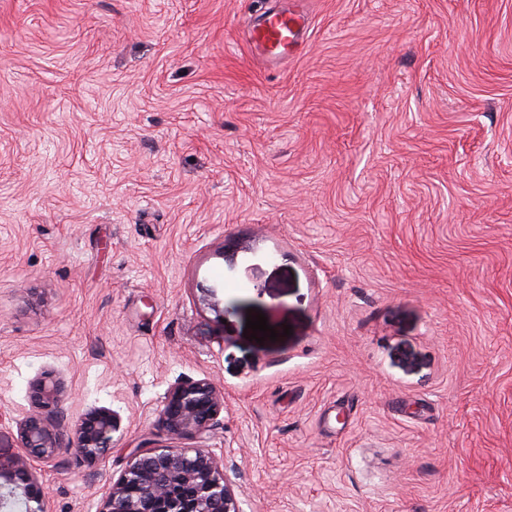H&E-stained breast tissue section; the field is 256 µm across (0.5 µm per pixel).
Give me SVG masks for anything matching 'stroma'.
I'll return each mask as SVG.
<instances>
[{
  "mask_svg": "<svg viewBox=\"0 0 512 512\" xmlns=\"http://www.w3.org/2000/svg\"><path fill=\"white\" fill-rule=\"evenodd\" d=\"M265 2L0 0V406L51 370L121 424L49 510L159 443L244 512H512V0H304L281 62ZM201 378L218 428L163 434ZM309 25V16L298 7H270L249 24V33L264 48L268 60L276 61L288 57L298 47ZM224 394L209 379L176 382L160 409L162 429L170 435H206L220 425Z\"/></svg>",
  "mask_w": 512,
  "mask_h": 512,
  "instance_id": "1",
  "label": "stroma"
}]
</instances>
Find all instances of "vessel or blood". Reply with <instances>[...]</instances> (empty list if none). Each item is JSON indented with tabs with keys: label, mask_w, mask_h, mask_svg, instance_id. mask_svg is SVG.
Segmentation results:
<instances>
[{
	"label": "vessel or blood",
	"mask_w": 512,
	"mask_h": 512,
	"mask_svg": "<svg viewBox=\"0 0 512 512\" xmlns=\"http://www.w3.org/2000/svg\"><path fill=\"white\" fill-rule=\"evenodd\" d=\"M309 25L310 19L302 9L271 7L255 17L249 33L263 47L268 60L276 61L298 47Z\"/></svg>",
	"instance_id": "vessel-or-blood-1"
}]
</instances>
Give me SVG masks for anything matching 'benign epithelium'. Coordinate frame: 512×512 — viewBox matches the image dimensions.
Instances as JSON below:
<instances>
[{"mask_svg": "<svg viewBox=\"0 0 512 512\" xmlns=\"http://www.w3.org/2000/svg\"><path fill=\"white\" fill-rule=\"evenodd\" d=\"M216 281L202 288V302L225 314ZM31 409L23 416L0 408V425H15L20 453L0 458V512H49V497L37 463L55 459L72 448L86 463L104 459L120 426L107 407L84 414L67 433L64 387L53 372L30 383ZM224 394L209 379L183 380L167 392L160 409L162 429L170 435H206L220 425ZM234 466L209 448L159 444L136 448L120 475L105 491L102 512H243Z\"/></svg>", "mask_w": 512, "mask_h": 512, "instance_id": "1", "label": "benign epithelium"}]
</instances>
